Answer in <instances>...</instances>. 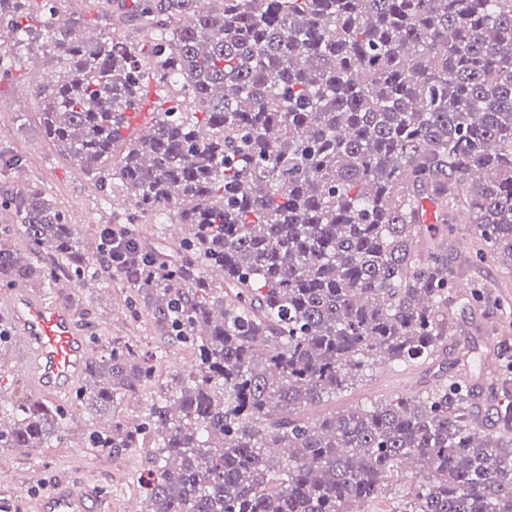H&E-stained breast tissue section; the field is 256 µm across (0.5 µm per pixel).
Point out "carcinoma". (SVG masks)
Here are the masks:
<instances>
[{"label": "carcinoma", "instance_id": "1", "mask_svg": "<svg viewBox=\"0 0 512 512\" xmlns=\"http://www.w3.org/2000/svg\"><path fill=\"white\" fill-rule=\"evenodd\" d=\"M151 38L80 41L49 0H0L20 46L45 32L58 79L39 89L48 138L130 199L132 224L183 225L173 263L141 253L123 278L194 363L166 378L129 345L88 363L70 408L5 396L0 448L64 444L116 458L150 445L144 512H358L408 469L393 512H512V384L479 420L456 377L414 399L326 410L378 363L427 359L457 297L455 215L476 225L462 265L512 269V0H122ZM16 52L0 47V75ZM164 108L131 124L148 92ZM439 223L415 221L419 197ZM0 286L100 279L73 225L36 191L0 205ZM438 238L416 250L422 232ZM149 382L139 421L119 414ZM111 418L81 427V408Z\"/></svg>", "mask_w": 512, "mask_h": 512}]
</instances>
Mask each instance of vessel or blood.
Returning <instances> with one entry per match:
<instances>
[{
  "label": "vessel or blood",
  "instance_id": "vessel-or-blood-1",
  "mask_svg": "<svg viewBox=\"0 0 512 512\" xmlns=\"http://www.w3.org/2000/svg\"><path fill=\"white\" fill-rule=\"evenodd\" d=\"M18 335L29 352V384L39 399L67 392L87 361V343L71 304L19 287L5 298ZM98 490L80 481H60L35 497L29 512H95Z\"/></svg>",
  "mask_w": 512,
  "mask_h": 512
}]
</instances>
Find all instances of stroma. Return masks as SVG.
<instances>
[{"instance_id": "stroma-1", "label": "stroma", "mask_w": 512, "mask_h": 512, "mask_svg": "<svg viewBox=\"0 0 512 512\" xmlns=\"http://www.w3.org/2000/svg\"><path fill=\"white\" fill-rule=\"evenodd\" d=\"M60 20L87 19V35L107 36L119 32L127 39L144 41L146 32L115 19L111 0H54ZM54 66L42 38L21 49L12 74L0 78V156L16 157L27 170L26 188L42 192L61 210L85 253H95L101 230L107 225L125 224L130 205L125 194L105 197L98 183L86 177L73 160L47 137L41 121L43 109L38 90L45 73ZM90 338L89 355L97 357L108 341L129 342L138 353L164 351V373L190 365L192 357L181 347H165L147 316H134L129 301L130 288L113 281L104 288L96 283L76 287L60 284ZM501 310L492 303L478 308L454 309V334L437 360L422 364H381L369 370L353 388L339 395L337 407L357 406L380 399L414 397L434 389L452 373V362L460 347L467 346L477 363L501 359L505 347L512 346V334L499 336ZM145 449L133 448L119 458L96 448H46L32 457L18 451L0 449V473L6 474L0 492L14 501H31L42 486L60 478L94 482L102 492L101 512H127L129 503L143 504L139 480L148 468Z\"/></svg>"}]
</instances>
